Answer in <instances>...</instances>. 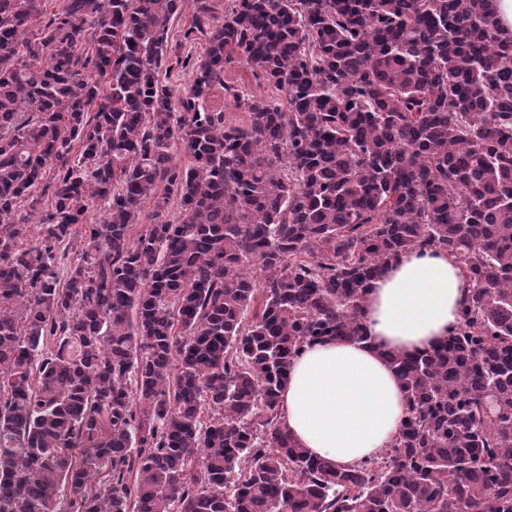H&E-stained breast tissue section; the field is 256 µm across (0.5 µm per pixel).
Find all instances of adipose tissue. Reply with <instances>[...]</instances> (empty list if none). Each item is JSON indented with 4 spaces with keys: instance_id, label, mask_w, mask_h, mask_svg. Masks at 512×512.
Segmentation results:
<instances>
[{
    "instance_id": "1",
    "label": "adipose tissue",
    "mask_w": 512,
    "mask_h": 512,
    "mask_svg": "<svg viewBox=\"0 0 512 512\" xmlns=\"http://www.w3.org/2000/svg\"><path fill=\"white\" fill-rule=\"evenodd\" d=\"M474 285L446 252L413 251L389 264L367 292L363 343L328 340L293 362L281 421L310 454L348 468L378 456L406 407L385 353L432 349L456 324Z\"/></svg>"
}]
</instances>
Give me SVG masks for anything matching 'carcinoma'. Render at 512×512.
<instances>
[{"label": "carcinoma", "mask_w": 512, "mask_h": 512, "mask_svg": "<svg viewBox=\"0 0 512 512\" xmlns=\"http://www.w3.org/2000/svg\"><path fill=\"white\" fill-rule=\"evenodd\" d=\"M44 2L0 0V512H512L496 0H64L33 38ZM188 7L196 56L168 51ZM236 59L269 95L224 82ZM159 189L173 220L143 214ZM428 248L474 288L445 341L386 355L401 429L351 468L310 455L291 364L367 340L369 284Z\"/></svg>", "instance_id": "cac0c4a2"}]
</instances>
